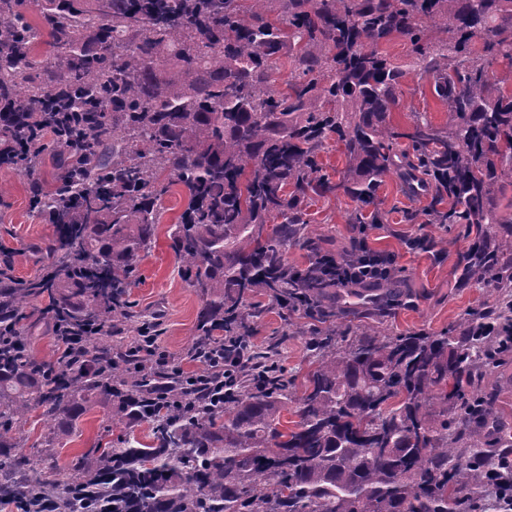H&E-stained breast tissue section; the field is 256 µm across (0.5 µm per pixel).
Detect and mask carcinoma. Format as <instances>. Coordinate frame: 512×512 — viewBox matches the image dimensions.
Instances as JSON below:
<instances>
[{
    "instance_id": "obj_1",
    "label": "carcinoma",
    "mask_w": 512,
    "mask_h": 512,
    "mask_svg": "<svg viewBox=\"0 0 512 512\" xmlns=\"http://www.w3.org/2000/svg\"><path fill=\"white\" fill-rule=\"evenodd\" d=\"M394 37L445 123L416 111L394 121L405 72L379 52ZM510 82L512 0H0V166L30 171L49 144L76 147L32 197L56 226L53 273L18 280L0 257V324L14 336L0 350V499L26 512H101L103 499L112 512H469L486 487L481 451L508 446L492 434V394L465 384L512 358H493L490 328L512 325ZM332 141L345 165L330 173L321 153ZM390 174L427 204L385 208ZM174 186L185 206L170 247L205 302L182 360L161 369L135 358L157 329L134 315L127 288ZM341 195L354 203L355 247L338 254L308 208ZM393 212L460 225L473 243L457 280L486 282L500 300L439 334L344 320L336 274L351 263L385 267L373 284L347 282L361 307L392 314L410 296L395 255L367 241V225ZM407 245L446 251L430 238ZM293 246L307 265L288 262ZM39 296L82 345L78 364L60 343L45 361L31 354L24 320ZM270 308L307 337L299 396L278 368L281 339L249 342ZM243 351L249 369L213 386ZM184 361L199 398L185 409L154 399L184 394ZM48 363L60 365L51 380ZM96 395L117 399L112 424L148 423L151 443L93 449L106 464L94 474L16 481L40 463L10 433L34 415L49 427L76 420Z\"/></svg>"
}]
</instances>
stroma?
I'll return each instance as SVG.
<instances>
[{"mask_svg": "<svg viewBox=\"0 0 512 512\" xmlns=\"http://www.w3.org/2000/svg\"><path fill=\"white\" fill-rule=\"evenodd\" d=\"M412 111L427 113L438 124L447 119L446 110L433 97L429 83L411 72L406 77L405 93L393 112L395 121L406 122ZM61 155V150L56 148L48 151L43 163L29 176L0 168V247L12 254L13 274L18 279L40 278L52 263L50 246L55 238V227L47 217L33 211L30 196L34 186L53 181ZM165 206L167 211L159 226L157 240L140 261L135 281L128 290V299L135 312L159 323V344L177 355L197 334V315L203 297L198 288L182 278L170 247L168 229L173 218L184 208L180 191L169 193ZM352 206V201L346 197L316 202L309 209L312 228L335 242H344L350 235L345 216ZM368 234L372 248L393 252L399 265L410 274L413 297L392 316L387 326L389 333L419 330L440 333L459 322L471 308L492 302L496 296L495 289L480 283L458 287L454 262L457 254L472 244L459 227L404 224L399 214L394 213L388 223L372 225ZM407 237L445 238L448 254L438 261L429 253L408 250L403 244ZM477 386L494 389L498 422L512 430V362L497 365L478 381ZM112 406L109 397L93 398L83 416L73 424L62 422L49 429L37 419H30L17 433L16 441L24 453L39 458L40 474L45 479L53 478L61 470L93 465L96 445L123 439L125 435L124 427L111 423Z\"/></svg>", "mask_w": 512, "mask_h": 512, "instance_id": "1", "label": "stroma"}]
</instances>
